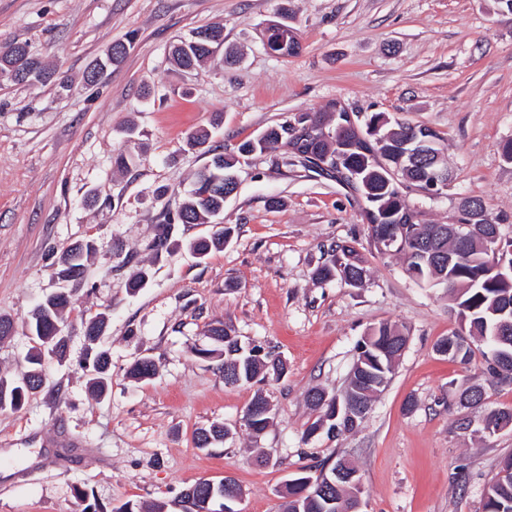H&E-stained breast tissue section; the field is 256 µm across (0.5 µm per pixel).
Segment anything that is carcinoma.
<instances>
[{
    "mask_svg": "<svg viewBox=\"0 0 512 512\" xmlns=\"http://www.w3.org/2000/svg\"><path fill=\"white\" fill-rule=\"evenodd\" d=\"M224 28L218 25L206 26L193 32L188 40H181L171 49L173 63L183 70L194 69L215 60L213 48L220 45ZM15 73L13 82L25 84L31 81L47 82L52 80L53 72L46 69L25 43H15L5 51H0V73ZM329 108L313 112H304L294 119L298 123L308 118L311 128H301L295 133L289 132V123L285 122L267 129L257 138L240 144L235 153H216L196 177L194 187L175 212L164 214V229L152 243L155 258L171 252L172 228L177 224H210L212 219L224 210L225 196L237 188L233 181L242 163L250 156L264 153L269 145L280 144L284 152L277 164L285 167H302L318 175L328 177L344 185L360 207V215L367 224L370 244L378 246L394 235H399L401 247L395 253L404 256L405 271L416 281L448 288V295L455 304L456 312L464 313L462 342L448 357L463 364L469 363L473 355L470 340L478 339L485 345L483 374L489 386L509 380L512 382V333L507 336L495 335L498 323L509 318L512 313L506 311L512 306V283L502 280L492 271L496 261L495 244L481 234L474 233L462 240L450 233L448 224H431L422 219V211L408 203L406 196L410 189H420L434 160L442 166L447 162L442 158L438 147L439 135L421 126H411L398 120H392L383 112H377L366 121V131L362 132L354 124L348 112L337 113L336 123L326 122ZM431 137L433 146L427 155L415 161H401L396 150L399 145L414 139L421 133ZM232 228L222 227L209 238H201L192 244L193 251L207 256L212 249L224 246L231 237ZM94 249L89 240L78 244L63 254L58 262V274L71 279L84 276V258ZM332 259L317 268L314 278L318 281L338 280L350 288L363 286L366 280V268L355 247L342 244L331 249ZM453 254V262H448V254ZM69 304L68 296L55 293L47 297L34 309L29 329L40 345L56 354H63L65 338L61 336L59 320L61 311ZM217 345L214 352L224 355V379L232 384H251L263 373L273 372L281 376L284 364L272 353L259 355L260 349L246 348L238 339L230 336L227 330H212ZM407 341L398 326L381 323L372 328L359 344L360 353L354 363L350 380L342 394L326 395L319 387L307 394L311 409L320 412L306 430V436L313 435L321 428L329 434L340 435L359 428L358 424H349L342 418H332L329 406L322 403L323 396L339 400L359 398L372 402L377 393L383 390L382 383L389 380L394 371L396 360L402 346ZM32 368L22 381L8 387L0 383V409L6 406L18 407L26 395L43 385L42 356L37 352L29 357ZM109 356L105 351L95 353L92 368L96 373L94 385L105 388L109 370ZM136 379L149 378L155 374V364L147 357L137 360L130 369ZM251 405L259 408L248 423L255 432L264 430L270 422V409L264 397L257 395ZM512 428V407L497 408L490 411L488 429L490 434ZM228 429L213 425L199 431L195 442L199 448H209L224 440ZM349 470L356 467L341 457L334 462L327 460L310 468H303L301 477H312L319 472L331 476L337 467ZM224 485L214 486L202 480L182 491L173 501L177 509L168 510L167 504L157 503L145 509L130 502L122 504L113 512H201L205 509L211 491H219ZM484 512H512V484L502 486L487 483L484 493ZM283 512H336V505L328 504L321 494L310 489L303 493L299 485L286 487Z\"/></svg>",
    "mask_w": 512,
    "mask_h": 512,
    "instance_id": "obj_1",
    "label": "carcinoma"
}]
</instances>
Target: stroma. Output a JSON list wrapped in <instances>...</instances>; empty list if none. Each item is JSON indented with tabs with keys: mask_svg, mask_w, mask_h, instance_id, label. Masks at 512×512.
Returning a JSON list of instances; mask_svg holds the SVG:
<instances>
[{
	"mask_svg": "<svg viewBox=\"0 0 512 512\" xmlns=\"http://www.w3.org/2000/svg\"><path fill=\"white\" fill-rule=\"evenodd\" d=\"M283 12L301 43L292 57L262 42ZM218 22L239 65L185 73L170 63L176 39ZM124 40V60L88 83ZM24 41L55 76L0 80V317L15 325L0 340V381L27 374L30 313L61 289L71 295L61 314L69 349L45 356L42 390L0 409V512H111L227 475L242 487L240 512H282L287 480L333 453L357 466L364 512H483L512 430L473 427L512 406V383L488 389L481 407L460 405V392L484 381L481 352L467 365L436 353L459 327L447 290L377 253L343 186L257 154L224 201L233 234L223 249L190 254L209 224L176 225L162 259L150 246L209 160L192 133L208 131L210 146L228 152L332 101L439 135L455 180L438 199L410 194L425 221L452 222L458 198L476 197L508 216L501 231L512 236V163L502 157L512 140V14L499 0H0V49ZM118 152L133 158L130 170L113 166ZM87 239L96 250L83 278L59 281L56 259ZM342 242L364 261L362 287L313 277ZM140 270L148 277L130 292ZM102 314L112 366L97 393L83 366L85 326ZM383 322L404 326L408 344L361 428L306 436L318 417L308 390L341 392L358 342ZM214 327L272 348L285 374L225 385ZM143 357L155 375L131 378ZM258 394L272 420L256 434L242 417ZM217 423L229 430L224 442L197 447L195 434Z\"/></svg>",
	"mask_w": 512,
	"mask_h": 512,
	"instance_id": "obj_1",
	"label": "stroma"
}]
</instances>
